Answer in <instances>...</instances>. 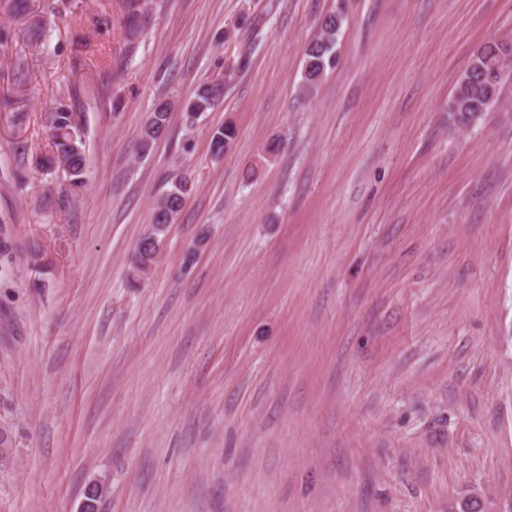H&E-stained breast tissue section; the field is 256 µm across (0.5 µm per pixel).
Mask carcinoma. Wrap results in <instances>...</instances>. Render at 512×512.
<instances>
[{
	"instance_id": "cac0c4a2",
	"label": "carcinoma",
	"mask_w": 512,
	"mask_h": 512,
	"mask_svg": "<svg viewBox=\"0 0 512 512\" xmlns=\"http://www.w3.org/2000/svg\"><path fill=\"white\" fill-rule=\"evenodd\" d=\"M344 22V10L324 17L319 24L318 34L303 50V74L301 91L310 96L327 69L336 64V41ZM488 80L482 74L473 75L468 84L457 81L448 104V119L451 125L464 128L472 121L479 122L483 115L497 107L503 99L506 84H501L493 100H487L486 84ZM224 99V82L207 81L200 84L193 96L184 106L186 126L193 128L206 113L212 111ZM171 103L158 101L147 115L141 129V147L148 151L157 140V134L167 131ZM50 132L52 153L41 166L50 171L62 172L70 186L79 188L85 184L86 157L81 134V116L61 104L50 114ZM236 137L233 123L227 122L211 132V146L217 153L227 151ZM191 190L189 180L176 177L170 181V187L153 208L150 222L144 228L134 248L132 260V285H137L141 275L151 269L158 261L163 244L172 224L176 223ZM497 500L495 494L483 495V500L474 499V495L465 494L448 505V512H491L489 505Z\"/></svg>"
}]
</instances>
